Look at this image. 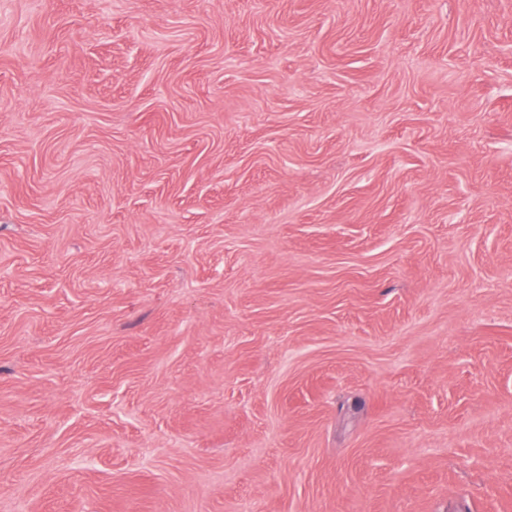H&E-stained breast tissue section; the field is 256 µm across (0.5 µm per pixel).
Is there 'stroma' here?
I'll return each mask as SVG.
<instances>
[{
    "mask_svg": "<svg viewBox=\"0 0 512 512\" xmlns=\"http://www.w3.org/2000/svg\"><path fill=\"white\" fill-rule=\"evenodd\" d=\"M0 512H512V0H0Z\"/></svg>",
    "mask_w": 512,
    "mask_h": 512,
    "instance_id": "obj_1",
    "label": "stroma"
}]
</instances>
